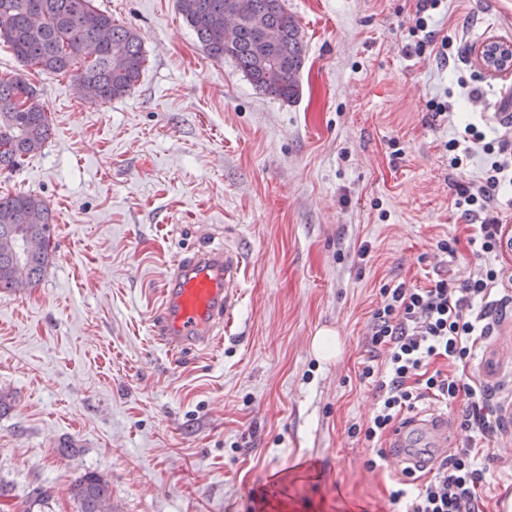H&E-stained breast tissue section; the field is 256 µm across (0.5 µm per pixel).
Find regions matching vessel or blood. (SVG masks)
Masks as SVG:
<instances>
[{
	"label": "vessel or blood",
	"instance_id": "1",
	"mask_svg": "<svg viewBox=\"0 0 512 512\" xmlns=\"http://www.w3.org/2000/svg\"><path fill=\"white\" fill-rule=\"evenodd\" d=\"M241 267L239 254L226 247L202 250L179 262L153 321L157 342L179 354L207 346L215 331L229 329ZM390 446L394 466L433 470L448 453V420L413 419L395 433Z\"/></svg>",
	"mask_w": 512,
	"mask_h": 512
}]
</instances>
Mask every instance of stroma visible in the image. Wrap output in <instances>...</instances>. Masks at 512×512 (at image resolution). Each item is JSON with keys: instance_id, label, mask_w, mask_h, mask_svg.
I'll use <instances>...</instances> for the list:
<instances>
[{"instance_id": "obj_1", "label": "stroma", "mask_w": 512, "mask_h": 512, "mask_svg": "<svg viewBox=\"0 0 512 512\" xmlns=\"http://www.w3.org/2000/svg\"><path fill=\"white\" fill-rule=\"evenodd\" d=\"M93 3L143 41L123 98L87 99L0 46V74L36 90L52 129L0 172V195L39 197L55 225L39 283L0 291V512H80L88 471L116 512H393L400 469H368L376 447L349 432L377 406L359 378L371 312L384 286L459 288L477 269L455 187L479 183L487 157L454 169L444 145L512 101V75L478 58L512 43V0H445L447 66L406 49L416 0H286L307 46L289 102L211 58L176 0ZM452 236L446 263L435 245ZM220 245L243 263L233 324L172 360L151 334L161 290L176 259ZM321 332L339 356L315 353ZM508 351L512 313L469 366L501 397ZM65 439L75 456L57 454ZM484 454L485 508L512 512V427Z\"/></svg>"}]
</instances>
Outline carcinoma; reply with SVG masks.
<instances>
[{
    "label": "carcinoma",
    "instance_id": "carcinoma-1",
    "mask_svg": "<svg viewBox=\"0 0 512 512\" xmlns=\"http://www.w3.org/2000/svg\"><path fill=\"white\" fill-rule=\"evenodd\" d=\"M235 0H178V9L209 55L232 59L258 90L290 101L306 46L284 0H244L246 9L231 41H224V14ZM19 65L71 78L95 89L107 103L128 95L146 55L135 31L112 21L91 0H0V44ZM51 135L48 108L20 78L0 75V171H14L40 151ZM54 225L45 203L31 194L0 195V290L29 288L50 259ZM27 239L24 274H14L17 242ZM81 512H112V489L87 472L73 487Z\"/></svg>",
    "mask_w": 512,
    "mask_h": 512
}]
</instances>
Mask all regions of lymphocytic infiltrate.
I'll use <instances>...</instances> for the list:
<instances>
[{"label":"lymphocytic infiltrate","instance_id":"obj_1","mask_svg":"<svg viewBox=\"0 0 512 512\" xmlns=\"http://www.w3.org/2000/svg\"><path fill=\"white\" fill-rule=\"evenodd\" d=\"M443 0H417L409 20L410 48L418 55L434 51L436 59L449 64L456 57L450 40L435 41L432 22ZM487 157L484 178L477 185H461L454 206L473 228L468 239L479 259L476 273L462 287H449L439 279L426 288L399 283L383 288V300L371 314L367 346L371 354L361 380L373 383L378 396L373 416L352 425V435L380 442L402 412L417 402L434 397L447 402L465 398L459 419L468 431L466 442L440 460L429 479H415L406 471L390 492L402 512H483L477 495L486 469L482 449L502 427L496 395L484 383L456 374V367L469 366L482 340L491 336L494 316L512 306V275L500 262L504 224L496 213L499 190L512 184V140L506 135L487 138L474 124H467L460 137L445 144L448 164L459 168L474 145ZM385 355L384 365L373 359ZM442 358L451 372L429 371L431 361Z\"/></svg>","mask_w":512,"mask_h":512}]
</instances>
